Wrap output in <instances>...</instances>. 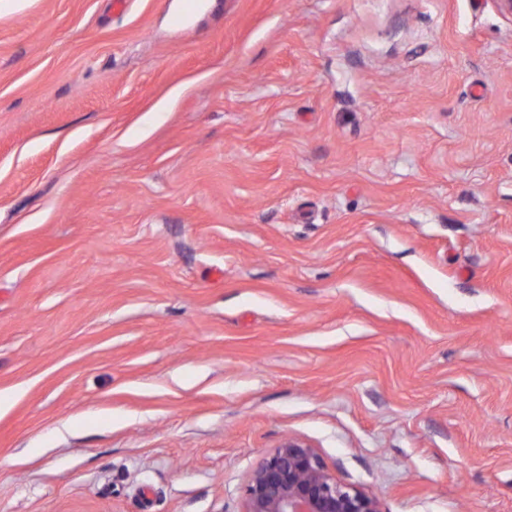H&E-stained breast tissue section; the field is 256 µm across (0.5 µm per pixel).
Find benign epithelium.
Masks as SVG:
<instances>
[{
	"label": "benign epithelium",
	"instance_id": "obj_1",
	"mask_svg": "<svg viewBox=\"0 0 512 512\" xmlns=\"http://www.w3.org/2000/svg\"><path fill=\"white\" fill-rule=\"evenodd\" d=\"M243 512H383L379 498L332 473L309 443L288 438L250 472Z\"/></svg>",
	"mask_w": 512,
	"mask_h": 512
}]
</instances>
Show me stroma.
<instances>
[{
	"mask_svg": "<svg viewBox=\"0 0 512 512\" xmlns=\"http://www.w3.org/2000/svg\"><path fill=\"white\" fill-rule=\"evenodd\" d=\"M0 0V512H242L288 436L512 512L499 0Z\"/></svg>",
	"mask_w": 512,
	"mask_h": 512,
	"instance_id": "35a3bbf8",
	"label": "stroma"
}]
</instances>
